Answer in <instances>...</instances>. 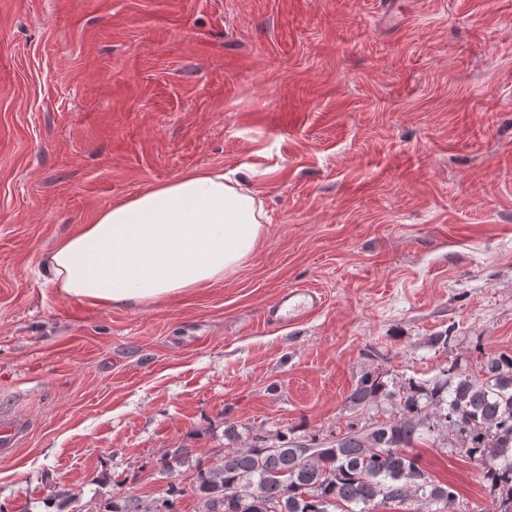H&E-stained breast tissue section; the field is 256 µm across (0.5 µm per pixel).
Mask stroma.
I'll list each match as a JSON object with an SVG mask.
<instances>
[{"label": "stroma", "mask_w": 512, "mask_h": 512, "mask_svg": "<svg viewBox=\"0 0 512 512\" xmlns=\"http://www.w3.org/2000/svg\"><path fill=\"white\" fill-rule=\"evenodd\" d=\"M234 173L267 231L223 282L93 307L39 274L97 212ZM322 306L269 328L280 289ZM453 329L448 348L431 336ZM512 354V0H0V453L6 512L164 496L159 461L369 415L368 371ZM471 512L459 451L410 450Z\"/></svg>", "instance_id": "1"}]
</instances>
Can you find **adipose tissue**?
Instances as JSON below:
<instances>
[{
	"instance_id": "ef3b65f1",
	"label": "adipose tissue",
	"mask_w": 512,
	"mask_h": 512,
	"mask_svg": "<svg viewBox=\"0 0 512 512\" xmlns=\"http://www.w3.org/2000/svg\"><path fill=\"white\" fill-rule=\"evenodd\" d=\"M253 192L220 170H192L100 210L58 239L43 270L68 297L143 305L223 281L266 231Z\"/></svg>"
}]
</instances>
